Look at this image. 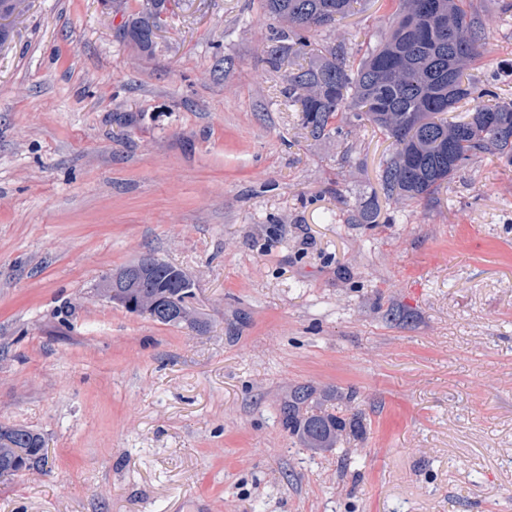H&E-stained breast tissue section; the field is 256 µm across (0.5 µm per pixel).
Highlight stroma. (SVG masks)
I'll return each mask as SVG.
<instances>
[{"label":"stroma","mask_w":512,"mask_h":512,"mask_svg":"<svg viewBox=\"0 0 512 512\" xmlns=\"http://www.w3.org/2000/svg\"><path fill=\"white\" fill-rule=\"evenodd\" d=\"M505 2L465 0L509 101ZM362 3L313 43H375L398 0ZM120 24L28 0L0 42V425L49 452L0 512H512V165L387 197L390 140L308 134L260 0H169L152 53ZM145 256L196 327L101 294ZM301 388L335 447L288 427Z\"/></svg>","instance_id":"35a3bbf8"}]
</instances>
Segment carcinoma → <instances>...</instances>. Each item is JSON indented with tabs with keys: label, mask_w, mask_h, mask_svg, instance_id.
<instances>
[{
	"label": "carcinoma",
	"mask_w": 512,
	"mask_h": 512,
	"mask_svg": "<svg viewBox=\"0 0 512 512\" xmlns=\"http://www.w3.org/2000/svg\"><path fill=\"white\" fill-rule=\"evenodd\" d=\"M167 0H155L156 13L128 15L120 38L149 50ZM265 14L283 25L272 37L269 63L277 68L295 57L285 94L302 113L314 138L340 134L342 125L366 120L392 139L380 181L389 197L427 200L475 158L489 154L512 165V101L481 89L470 73L484 53L482 26L461 0H399L389 30L358 60L342 44L309 53L310 33L350 15L358 0H261ZM488 97L491 102L484 103ZM476 105L459 115L460 104ZM356 224L379 223L374 201L361 203ZM190 278L163 261L141 287L123 288L115 302L130 313L179 326L194 325L188 308ZM310 399L305 390L288 403V422L310 448H331L344 422L331 414H300ZM48 452L41 437L24 427L0 432V476L41 471Z\"/></svg>",
	"instance_id": "obj_1"
}]
</instances>
